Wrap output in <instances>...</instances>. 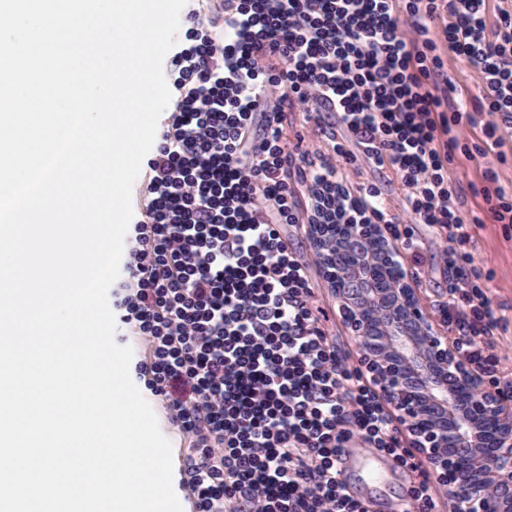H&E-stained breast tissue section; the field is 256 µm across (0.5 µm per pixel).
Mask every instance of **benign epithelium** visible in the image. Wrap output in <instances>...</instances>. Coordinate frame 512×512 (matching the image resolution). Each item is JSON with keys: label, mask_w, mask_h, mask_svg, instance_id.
I'll use <instances>...</instances> for the list:
<instances>
[{"label": "benign epithelium", "mask_w": 512, "mask_h": 512, "mask_svg": "<svg viewBox=\"0 0 512 512\" xmlns=\"http://www.w3.org/2000/svg\"><path fill=\"white\" fill-rule=\"evenodd\" d=\"M309 225L362 362L446 487L451 512H512V390H487L421 306L376 224L344 236Z\"/></svg>", "instance_id": "benign-epithelium-1"}]
</instances>
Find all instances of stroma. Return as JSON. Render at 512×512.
Masks as SVG:
<instances>
[{
  "instance_id": "obj_1",
  "label": "stroma",
  "mask_w": 512,
  "mask_h": 512,
  "mask_svg": "<svg viewBox=\"0 0 512 512\" xmlns=\"http://www.w3.org/2000/svg\"><path fill=\"white\" fill-rule=\"evenodd\" d=\"M449 77L462 89L465 107L472 110V124L468 135H483L485 113L474 111L473 94L477 93L482 79L476 70L458 60L453 53L444 56ZM333 113L323 115L321 124L306 122L300 112L285 113L284 132L289 145L299 146L310 162L333 161L334 154L327 133L336 127ZM494 171L504 187L512 188V136L504 137L495 149L471 155L455 154L448 166L450 176L457 180L463 193L462 212L475 244V261L483 273L488 274L487 296L498 315L507 321L505 331L494 338L499 356L512 357V224L496 223L484 209L479 193L485 171ZM347 184L352 194H360L363 188L377 186L384 194L390 208H397L401 198V185L392 170L359 161L357 168L347 169ZM419 248L414 254L399 252L398 259L406 272H419L413 280L425 310L437 314L439 307L449 297L452 273L445 261V234L441 229L427 224L414 227ZM283 242L294 252L308 271L313 288V299L325 315L324 327L332 337L338 352L352 363H359L360 351L356 340L342 319L332 288L326 282L314 250L307 227L303 224H285L280 228ZM412 480L411 474L392 469L387 482L380 486L369 484L359 475H351L348 481L351 495L362 500L368 512H393L392 505L403 494Z\"/></svg>"
}]
</instances>
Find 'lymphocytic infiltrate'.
Here are the masks:
<instances>
[{"mask_svg":"<svg viewBox=\"0 0 512 512\" xmlns=\"http://www.w3.org/2000/svg\"><path fill=\"white\" fill-rule=\"evenodd\" d=\"M171 115L148 161L144 205L128 243L132 294L120 319L145 340L146 386L189 438L183 481L194 512H366L339 468L353 435L418 469L362 366L342 359L314 312L305 266L283 224H381L404 250L413 227L445 230L457 275L441 309L458 353L511 387L490 341L502 323L448 177L455 153L512 133V0L494 25L486 0H223L186 16ZM453 52L483 80L484 138L445 75ZM335 113L361 155L389 167L403 194L390 213L376 187L355 196L336 166L304 173L300 214L282 137L285 109Z\"/></svg>","mask_w":512,"mask_h":512,"instance_id":"f902f5d3","label":"lymphocytic infiltrate"}]
</instances>
